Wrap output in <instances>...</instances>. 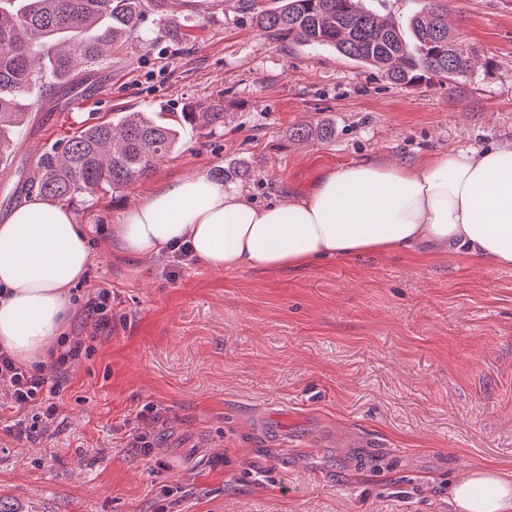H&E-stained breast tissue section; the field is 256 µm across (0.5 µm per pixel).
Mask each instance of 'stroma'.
Returning a JSON list of instances; mask_svg holds the SVG:
<instances>
[{"label":"stroma","mask_w":512,"mask_h":512,"mask_svg":"<svg viewBox=\"0 0 512 512\" xmlns=\"http://www.w3.org/2000/svg\"><path fill=\"white\" fill-rule=\"evenodd\" d=\"M477 50L469 75L413 88L329 50L267 39L276 0H151L145 40L114 48L76 96L41 98L0 165L17 181L77 123L174 118L224 103L145 179L72 211L93 262L73 295L112 291V328L77 361L49 431L0 430L6 512H456L476 469L512 480V267L442 249L217 271L112 251L111 226L165 180L198 171L256 202L353 163H426L512 146V0H444ZM329 123L331 142L289 140ZM277 415V441L255 425ZM154 452L131 448L136 427Z\"/></svg>","instance_id":"stroma-1"}]
</instances>
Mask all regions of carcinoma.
Returning a JSON list of instances; mask_svg holds the SVG:
<instances>
[{
  "label": "carcinoma",
  "mask_w": 512,
  "mask_h": 512,
  "mask_svg": "<svg viewBox=\"0 0 512 512\" xmlns=\"http://www.w3.org/2000/svg\"><path fill=\"white\" fill-rule=\"evenodd\" d=\"M144 0H17L0 5V159L25 121L20 100L33 91L74 89L82 72L110 63L112 48L142 36ZM260 31L275 43L328 49L416 87L470 73L473 47L448 24L441 0H429L408 24L376 13L366 0H278L258 13ZM224 119V104L186 112L176 124L158 112L124 115L68 132L40 159L35 175L41 195L72 203L103 188L121 191L147 178L155 162L180 144L186 127L212 129ZM333 128H296L289 137L332 140Z\"/></svg>",
  "instance_id": "carcinoma-1"
}]
</instances>
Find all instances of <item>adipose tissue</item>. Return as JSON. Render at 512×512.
I'll use <instances>...</instances> for the list:
<instances>
[{
  "instance_id": "adipose-tissue-1",
  "label": "adipose tissue",
  "mask_w": 512,
  "mask_h": 512,
  "mask_svg": "<svg viewBox=\"0 0 512 512\" xmlns=\"http://www.w3.org/2000/svg\"><path fill=\"white\" fill-rule=\"evenodd\" d=\"M178 242L215 270L300 268L424 242L512 267V147L449 150L421 166H343L299 196L262 205L204 174L177 177L112 227L113 249L132 259ZM90 261L69 208L36 196L15 209L0 224V349L28 367L45 362ZM451 500L457 512H512V481L476 470L456 481Z\"/></svg>"
}]
</instances>
